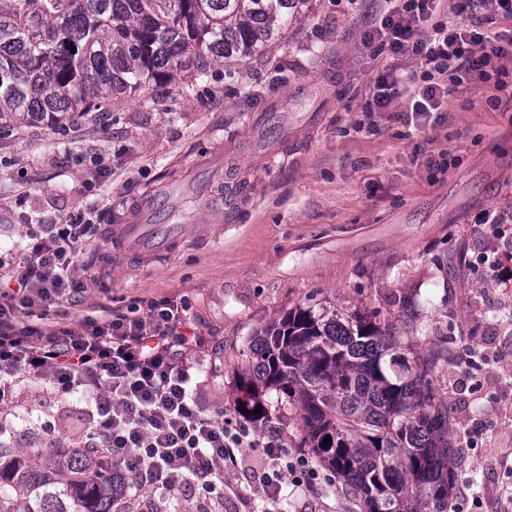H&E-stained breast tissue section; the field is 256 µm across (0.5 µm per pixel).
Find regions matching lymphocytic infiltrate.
<instances>
[{
    "instance_id": "lymphocytic-infiltrate-1",
    "label": "lymphocytic infiltrate",
    "mask_w": 512,
    "mask_h": 512,
    "mask_svg": "<svg viewBox=\"0 0 512 512\" xmlns=\"http://www.w3.org/2000/svg\"><path fill=\"white\" fill-rule=\"evenodd\" d=\"M386 2L376 33L393 56L418 60L422 74L400 111L394 93L402 76L382 73L379 111L410 123L437 111L467 82L493 84L495 106L512 90L503 79L512 30L488 32L493 14L512 18V0H459V22L438 15V0ZM93 214L86 208L57 224L27 225L25 244L0 252V405L11 402L27 375L66 394H85L92 420L81 447L105 449L122 472L137 469L143 488L163 501L188 487L201 501L223 495L225 476L257 447L265 512H280L284 484L314 488L320 473L312 457L288 453L276 434L259 440L249 424L202 404L195 375L203 339L185 334L178 305L155 302L141 318L120 311L70 322L49 318L51 303L75 300L87 288L76 268L93 237Z\"/></svg>"
}]
</instances>
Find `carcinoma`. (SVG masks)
<instances>
[{"instance_id":"1","label":"carcinoma","mask_w":512,"mask_h":512,"mask_svg":"<svg viewBox=\"0 0 512 512\" xmlns=\"http://www.w3.org/2000/svg\"><path fill=\"white\" fill-rule=\"evenodd\" d=\"M310 0H0V121L55 126L150 82L204 76L281 38ZM413 353L390 321L348 305H298L253 334L235 411L298 422L299 447L363 512H448L457 428L435 386L448 351ZM261 409L258 414L255 409ZM331 437L324 446L325 437ZM0 512H135L94 448L0 439Z\"/></svg>"}]
</instances>
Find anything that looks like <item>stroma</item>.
I'll return each mask as SVG.
<instances>
[{
	"label": "stroma",
	"mask_w": 512,
	"mask_h": 512,
	"mask_svg": "<svg viewBox=\"0 0 512 512\" xmlns=\"http://www.w3.org/2000/svg\"><path fill=\"white\" fill-rule=\"evenodd\" d=\"M383 0H312L276 44L238 64L210 66L194 88L150 83L112 119L12 124L0 133V245L30 224H51L96 203L106 214L82 303L69 310L146 315L153 301L184 302L205 336L198 361L203 404L234 417L236 372L254 331L302 304H351L377 318L425 325L448 350L436 384L465 431L454 497L466 512H512V284L491 281L494 246L482 211L512 215V103L490 107V86L464 84L438 112L405 125L377 111L375 81L393 59L373 30ZM310 112L324 113L316 126ZM223 148V172L208 169ZM283 157L270 166L265 156ZM447 155L444 172L429 159ZM111 175L87 191L90 157ZM184 194L148 209L154 224H183L175 252L128 256L110 233L168 182ZM243 180L231 206L210 193ZM56 422L60 445H77L88 421L78 397L44 381L19 385L7 420L15 444L37 443V418ZM251 453L228 475L211 512H263ZM314 493L289 490L283 512H361L342 480L322 470Z\"/></svg>",
	"instance_id": "1"
}]
</instances>
